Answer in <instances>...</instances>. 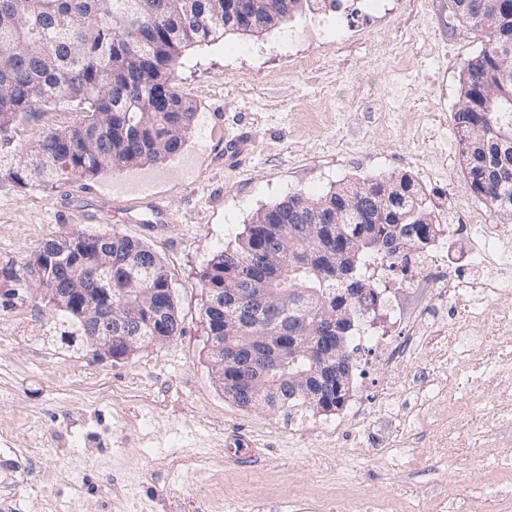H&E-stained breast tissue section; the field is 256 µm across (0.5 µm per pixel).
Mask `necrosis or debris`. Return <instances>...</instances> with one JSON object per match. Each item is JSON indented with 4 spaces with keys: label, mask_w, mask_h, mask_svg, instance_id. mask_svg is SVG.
Here are the masks:
<instances>
[{
    "label": "necrosis or debris",
    "mask_w": 512,
    "mask_h": 512,
    "mask_svg": "<svg viewBox=\"0 0 512 512\" xmlns=\"http://www.w3.org/2000/svg\"><path fill=\"white\" fill-rule=\"evenodd\" d=\"M407 267L405 280L379 295L377 312L365 316L354 338L356 351L388 368L407 365L433 349L435 336L447 329L457 344L459 377L467 379L486 343L472 335V327L480 324L492 332L512 321V283L503 275L512 267V226L463 223L451 232L438 225L431 246L410 258ZM450 309L456 317L448 325L444 314ZM398 394L390 385L370 396L350 391L334 418L306 433L314 437L324 431L340 439L365 429L368 409L391 415Z\"/></svg>",
    "instance_id": "1"
}]
</instances>
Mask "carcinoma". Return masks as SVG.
Here are the masks:
<instances>
[{
    "label": "carcinoma",
    "mask_w": 512,
    "mask_h": 512,
    "mask_svg": "<svg viewBox=\"0 0 512 512\" xmlns=\"http://www.w3.org/2000/svg\"><path fill=\"white\" fill-rule=\"evenodd\" d=\"M457 16L484 35L481 49L464 64L454 113L460 157L474 195L512 217V180L496 179L500 138L512 139V99L498 100V111L481 109L485 96L512 86V0H458ZM486 5L487 25L469 17ZM237 0H0V180L19 185H50L61 179H90L102 172L157 164L179 152L197 111L175 79L183 48L210 43L226 31L259 33L297 15L326 8V0H269L267 10L248 22L232 18ZM139 23L126 26L130 15ZM66 103L79 113L73 125L39 136L25 153L5 157L19 119L52 104ZM355 207L350 223L318 224L313 235L296 240L288 233L295 208L336 212ZM432 203L408 173L348 180L320 197L294 192L256 211L232 246L217 252L202 275L209 305L206 333L224 337V394L246 408L273 411L333 412L348 384H331L317 406L285 391L288 372L336 367V346L316 341L317 353L298 361L284 357L264 376L244 378L230 356L250 336L321 321L322 315L345 316L346 340L359 328V307L350 289L375 295L368 271L377 258L422 249L432 240ZM278 249L267 258L263 246ZM346 258L350 276L336 281V255ZM280 268V278L266 283V260ZM98 266L96 278L72 284L66 272L74 263ZM29 265L48 288H110L112 306L128 317L141 336H175L180 322L166 266L147 245L115 229L97 234L78 231L51 235L34 251ZM271 288L275 306L244 326L235 324L224 297L241 288ZM308 293L324 309L295 314L288 298ZM51 329L68 346L79 345L77 311H54Z\"/></svg>",
    "instance_id": "1"
}]
</instances>
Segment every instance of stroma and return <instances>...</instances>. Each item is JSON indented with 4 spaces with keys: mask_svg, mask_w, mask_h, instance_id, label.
<instances>
[{
    "mask_svg": "<svg viewBox=\"0 0 512 512\" xmlns=\"http://www.w3.org/2000/svg\"><path fill=\"white\" fill-rule=\"evenodd\" d=\"M343 0L249 36L226 32L185 48L177 80L197 103L180 152L156 165L52 186L0 181V512H443L495 500L501 449H512V362L489 364L448 392L454 360L392 371L360 365L370 394L420 372L444 389L434 403L402 397L395 433L372 415L341 440L307 439L280 412L226 397L208 357L200 278L258 209L342 179L409 173L433 198L438 224L507 223L477 199L462 168L453 114L463 65L481 47L453 0ZM57 105L16 125L13 146L72 125ZM105 197L111 217L61 216L64 202ZM157 200L173 217L151 233L125 220ZM113 227L164 262L182 332L122 360L97 361L51 338V311L27 275L48 236Z\"/></svg>",
    "mask_w": 512,
    "mask_h": 512,
    "instance_id": "35a3bbf8",
    "label": "stroma"
}]
</instances>
